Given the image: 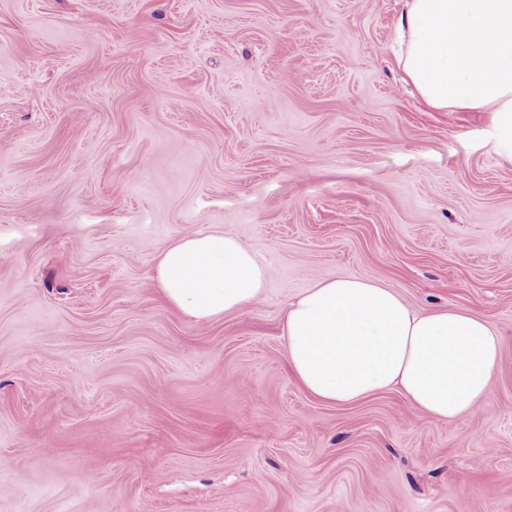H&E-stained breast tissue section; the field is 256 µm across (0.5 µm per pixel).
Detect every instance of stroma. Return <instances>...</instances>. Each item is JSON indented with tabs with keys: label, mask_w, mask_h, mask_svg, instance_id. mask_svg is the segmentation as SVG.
<instances>
[{
	"label": "stroma",
	"mask_w": 512,
	"mask_h": 512,
	"mask_svg": "<svg viewBox=\"0 0 512 512\" xmlns=\"http://www.w3.org/2000/svg\"><path fill=\"white\" fill-rule=\"evenodd\" d=\"M402 0H0V512H512V162L406 83ZM238 237L262 298L205 325L153 280ZM337 276L502 339L433 423L326 404L284 307Z\"/></svg>",
	"instance_id": "35a3bbf8"
}]
</instances>
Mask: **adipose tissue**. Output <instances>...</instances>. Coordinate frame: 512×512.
<instances>
[{"label": "adipose tissue", "mask_w": 512, "mask_h": 512, "mask_svg": "<svg viewBox=\"0 0 512 512\" xmlns=\"http://www.w3.org/2000/svg\"><path fill=\"white\" fill-rule=\"evenodd\" d=\"M398 62L437 110L493 115L512 161V0H404ZM268 270L238 238L190 233L159 256L164 299L205 324L259 301ZM288 366L321 401L352 404L389 387L435 422L470 414L491 393L501 340L460 309L418 312L392 289L356 278L321 281L285 311Z\"/></svg>", "instance_id": "obj_1"}]
</instances>
